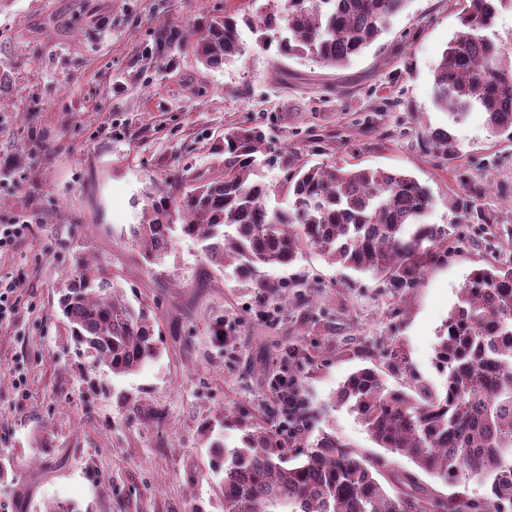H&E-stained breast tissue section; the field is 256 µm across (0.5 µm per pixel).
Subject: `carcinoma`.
<instances>
[{
    "instance_id": "1",
    "label": "carcinoma",
    "mask_w": 512,
    "mask_h": 512,
    "mask_svg": "<svg viewBox=\"0 0 512 512\" xmlns=\"http://www.w3.org/2000/svg\"><path fill=\"white\" fill-rule=\"evenodd\" d=\"M460 29L449 41L434 74L435 101L442 108L479 107L486 124L512 140V50L490 31L499 10L512 0H466ZM407 0H267L261 7L206 17L184 38L180 30L164 44L192 47L197 61L219 68L241 54L240 26L271 38L266 51L309 58L340 68L382 34ZM442 161L458 158L447 135L427 139ZM221 171L181 175L145 191L133 245L148 261L170 250L177 237L203 244L204 258L253 282L262 267L293 264L305 248L327 261L386 278L399 292L418 285L423 247L447 231L423 218L433 207L429 189L398 170L313 163L292 147H276L262 126L224 129L218 147ZM263 164L280 168L286 207L269 205L270 187L254 179ZM481 175L462 173V192L450 198L459 217L485 226L509 251L473 269L448 312L436 346L438 369L447 375L445 394L421 386L410 393L391 387L377 369L351 373L332 397L345 407L385 456L365 457L333 433L308 437L310 412L299 378L309 360L288 351V441L297 462L289 465L276 434L264 426L245 430L240 445H213L224 471V512H512V224L485 210ZM68 334L113 375L136 372L158 356L151 311L134 304L100 269L83 261L58 299ZM449 486L478 480L482 497L457 492L433 495L411 471H397L392 457ZM390 476L393 493L378 476Z\"/></svg>"
}]
</instances>
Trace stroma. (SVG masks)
<instances>
[{
    "mask_svg": "<svg viewBox=\"0 0 512 512\" xmlns=\"http://www.w3.org/2000/svg\"><path fill=\"white\" fill-rule=\"evenodd\" d=\"M247 4L0 0V225L30 224L0 254V280L18 285L0 321V512H42L49 500L81 512H224L210 442L232 447L246 427H278L271 381L294 347L312 358L301 378L310 434L366 455L380 448L361 422L329 406L350 373L384 365L392 344L424 384L446 388L439 330L466 275L501 250L449 207L461 169L486 172L485 209L512 222V141L478 109L435 103L457 0H409L342 68L275 57L248 27L241 55L218 69L188 49L160 51L166 30ZM256 123L314 161L403 170L429 187L426 221L449 235L424 257L417 287L392 293L305 249L291 266L260 270L289 284L283 311L206 263L194 239L142 259L128 232L146 185L218 169L225 128ZM436 131L452 137L456 164L425 150ZM80 259L151 308L160 355L137 372L112 375L67 336L57 290Z\"/></svg>",
    "mask_w": 512,
    "mask_h": 512,
    "instance_id": "obj_1",
    "label": "stroma"
}]
</instances>
